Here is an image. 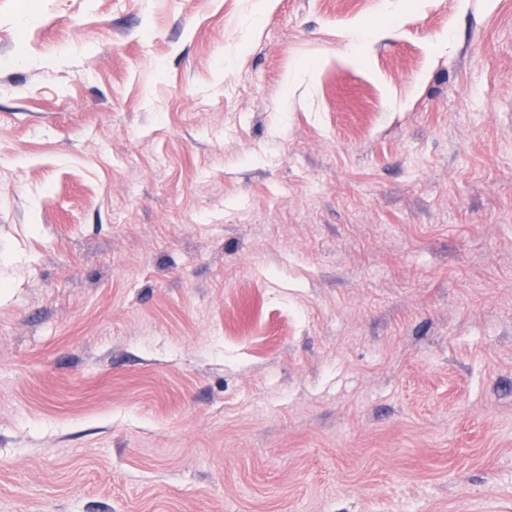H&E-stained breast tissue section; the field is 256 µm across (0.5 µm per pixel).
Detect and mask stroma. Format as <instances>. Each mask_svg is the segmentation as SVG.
Masks as SVG:
<instances>
[{
	"mask_svg": "<svg viewBox=\"0 0 512 512\" xmlns=\"http://www.w3.org/2000/svg\"><path fill=\"white\" fill-rule=\"evenodd\" d=\"M0 512H512V0H0Z\"/></svg>",
	"mask_w": 512,
	"mask_h": 512,
	"instance_id": "stroma-1",
	"label": "stroma"
}]
</instances>
